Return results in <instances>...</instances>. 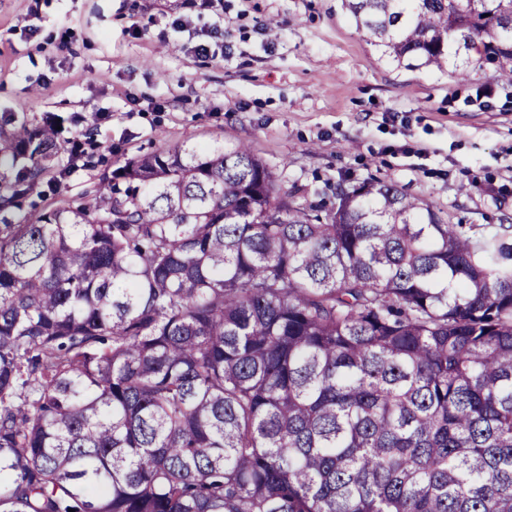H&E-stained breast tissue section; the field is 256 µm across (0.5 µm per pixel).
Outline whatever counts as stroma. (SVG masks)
<instances>
[{
  "label": "stroma",
  "instance_id": "obj_1",
  "mask_svg": "<svg viewBox=\"0 0 512 512\" xmlns=\"http://www.w3.org/2000/svg\"><path fill=\"white\" fill-rule=\"evenodd\" d=\"M48 116L57 182L0 222L137 156L244 142L298 203L375 179L448 223L512 225V85L396 67L340 0H0V125Z\"/></svg>",
  "mask_w": 512,
  "mask_h": 512
}]
</instances>
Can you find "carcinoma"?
<instances>
[{
  "label": "carcinoma",
  "instance_id": "obj_1",
  "mask_svg": "<svg viewBox=\"0 0 512 512\" xmlns=\"http://www.w3.org/2000/svg\"><path fill=\"white\" fill-rule=\"evenodd\" d=\"M407 69L512 83V0H342ZM0 150V207L58 153ZM512 512V231L244 143L0 224V512Z\"/></svg>",
  "mask_w": 512,
  "mask_h": 512
}]
</instances>
